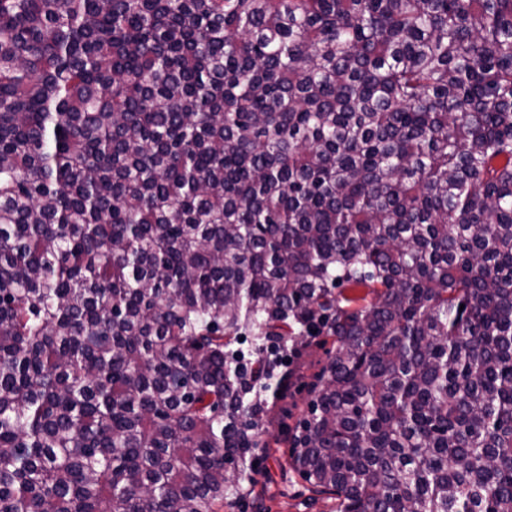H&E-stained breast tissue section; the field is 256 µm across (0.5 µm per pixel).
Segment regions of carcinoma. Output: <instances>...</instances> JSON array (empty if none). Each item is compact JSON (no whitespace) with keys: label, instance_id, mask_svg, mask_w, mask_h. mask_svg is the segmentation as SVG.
Listing matches in <instances>:
<instances>
[{"label":"carcinoma","instance_id":"1","mask_svg":"<svg viewBox=\"0 0 512 512\" xmlns=\"http://www.w3.org/2000/svg\"><path fill=\"white\" fill-rule=\"evenodd\" d=\"M512 512V0H0V512ZM325 359L324 349L316 346L308 348L295 359L293 367L298 368L299 375L293 380L288 397L273 408L269 425L271 435L267 438L269 448L258 451L262 460L256 490L262 488L263 494L254 501H247L246 512H335L336 501L312 491L308 483L289 469V448L282 443L288 426H294L297 407L304 406L308 388ZM275 439L279 442L276 443Z\"/></svg>","mask_w":512,"mask_h":512}]
</instances>
